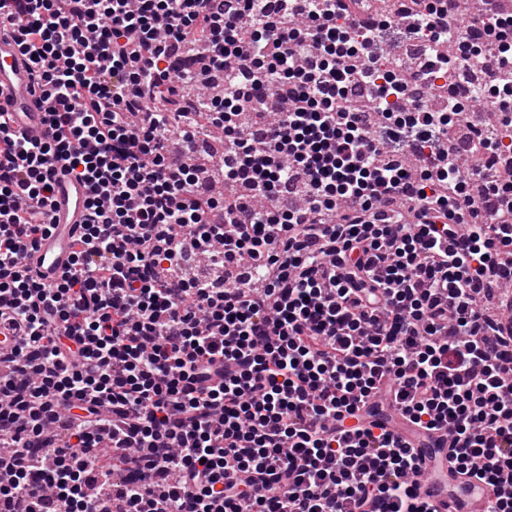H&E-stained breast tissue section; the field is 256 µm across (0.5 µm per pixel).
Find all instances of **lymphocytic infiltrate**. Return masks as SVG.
<instances>
[{
    "mask_svg": "<svg viewBox=\"0 0 512 512\" xmlns=\"http://www.w3.org/2000/svg\"><path fill=\"white\" fill-rule=\"evenodd\" d=\"M0 0L49 135L0 106V512H431L394 406L512 512V180H468L444 111L458 53L512 84V15L466 41L458 0ZM223 92L206 100L187 84ZM370 94L355 96L356 84ZM286 108L264 125L248 93ZM221 163L199 153V121ZM181 124L179 154L168 141ZM93 197L53 286L27 261L57 176ZM116 459L100 467L104 453Z\"/></svg>",
    "mask_w": 512,
    "mask_h": 512,
    "instance_id": "1",
    "label": "lymphocytic infiltrate"
}]
</instances>
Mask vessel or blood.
Returning a JSON list of instances; mask_svg holds the SVG:
<instances>
[{"label": "vessel or blood", "instance_id": "obj_1", "mask_svg": "<svg viewBox=\"0 0 512 512\" xmlns=\"http://www.w3.org/2000/svg\"><path fill=\"white\" fill-rule=\"evenodd\" d=\"M30 74L15 40L0 35V100H9L13 126L30 139L47 134L43 111L29 94ZM90 189L85 183L59 178L50 207L51 229L39 241L32 257L37 279L55 284L70 267L77 248L76 236L86 219V203ZM387 421L398 433L412 442L433 473L431 480L421 483V492L430 500L434 512H488L492 497L483 488L473 487L456 493L458 476L448 468V436L439 431L421 434L406 425L397 414Z\"/></svg>", "mask_w": 512, "mask_h": 512}]
</instances>
